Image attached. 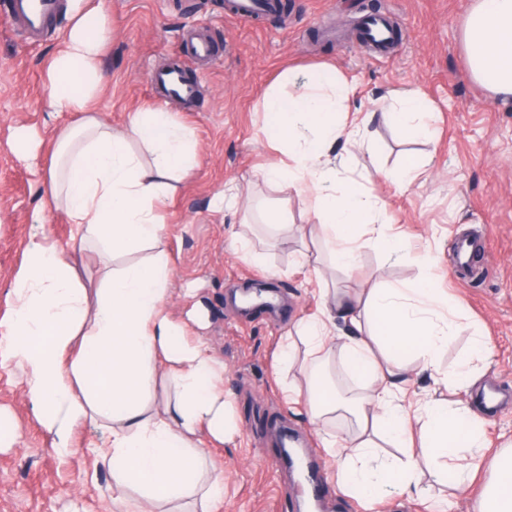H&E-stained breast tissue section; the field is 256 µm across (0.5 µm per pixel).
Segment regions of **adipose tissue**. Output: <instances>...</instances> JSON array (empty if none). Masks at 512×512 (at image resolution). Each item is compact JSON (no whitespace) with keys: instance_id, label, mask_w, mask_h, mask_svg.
Returning a JSON list of instances; mask_svg holds the SVG:
<instances>
[{"instance_id":"obj_1","label":"adipose tissue","mask_w":512,"mask_h":512,"mask_svg":"<svg viewBox=\"0 0 512 512\" xmlns=\"http://www.w3.org/2000/svg\"><path fill=\"white\" fill-rule=\"evenodd\" d=\"M111 35L107 15L84 0L46 70L54 112L72 117L53 148L51 206L75 226L80 251L97 256V284L87 288L69 249L35 224L8 291L12 313L0 321V363L22 372L31 408L58 452L68 451L80 427L102 429L98 455L112 471L119 512H159L189 498L199 512H217L224 473L202 453L199 437L220 444L235 430L224 366L168 310L173 276L159 210L174 182L198 167L197 145L163 104L132 113L120 129L94 112ZM461 46L472 79L512 99V0H471ZM354 89L353 79L324 63L289 69L258 103L280 154L259 178L296 189L315 218L310 237L347 273L359 264L362 238L390 260L406 249L371 181L349 174L336 152L342 139L369 143V117L350 104ZM382 108L408 134L431 136L435 107L420 89L393 90ZM137 143L149 159L134 151ZM134 249L149 255L113 266L115 256ZM320 293L318 314L295 325L277 365L292 370L288 403L322 431L342 491L368 502L417 494L426 467L438 483L470 488L485 435L459 396L483 374L468 357L450 373L440 370L448 335L460 328L455 304L427 275L410 288ZM331 362L357 379V392L346 397L322 384L316 367ZM421 373L434 381L424 394L410 388ZM159 378L174 383L175 402L156 404L150 388ZM346 415L350 427L336 430ZM383 441L392 452L380 451ZM476 509L512 512L511 447L493 463Z\"/></svg>"}]
</instances>
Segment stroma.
<instances>
[{
	"label": "stroma",
	"instance_id": "1",
	"mask_svg": "<svg viewBox=\"0 0 512 512\" xmlns=\"http://www.w3.org/2000/svg\"><path fill=\"white\" fill-rule=\"evenodd\" d=\"M369 1L291 0L288 16L274 24L236 19L224 0H99L113 34L102 56L98 110L113 126L158 102L147 75L182 60L187 35L205 36L215 49L211 60L187 71L198 98L168 104L175 119L194 130L200 165L165 202L163 214L178 283L169 309L223 362L232 401V439L201 443L224 470L223 512H302L301 484L273 464L284 435L298 437L321 469L329 467L314 426L283 399L287 373L274 371L291 323L321 305L307 261L318 244L302 230L309 218L300 198L255 177L277 157L256 106L288 67L335 64L356 76L355 100L370 112L390 89L412 85L438 107L429 139H410L384 117L372 125L385 167L408 153L434 159L423 185L374 184L408 247L406 258L388 262L367 241L360 270L333 279L351 289L410 284L431 260L436 287L483 327L493 353L485 385L512 397V104L470 77L459 43L470 0H374L399 31L385 52L356 37ZM67 22L64 8L41 32L0 22V319L10 312L7 292L24 264L34 212L45 209L53 240L75 244L72 225L47 206L54 137L67 117L50 105L45 71ZM23 134L36 154L29 164L11 149ZM230 181L240 192L235 211L218 201ZM272 210L289 211L291 229L271 228L265 215ZM463 233L477 236L480 252L474 274L459 278L452 243ZM0 420L19 430L16 443L0 446V512H113L111 471L90 446L94 428H80L72 448L57 452L30 408L21 371L9 365H0ZM483 420L481 485L490 461L512 441V404Z\"/></svg>",
	"mask_w": 512,
	"mask_h": 512
}]
</instances>
